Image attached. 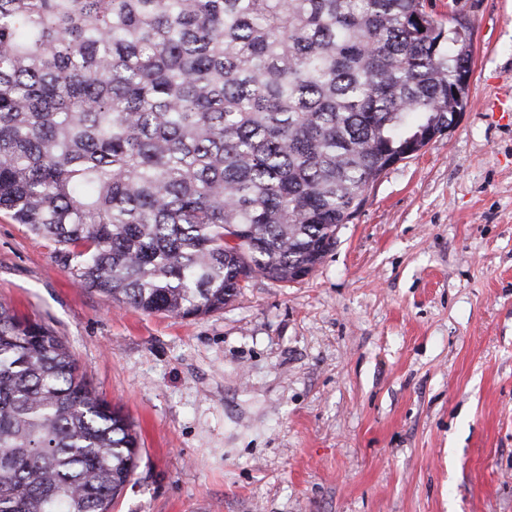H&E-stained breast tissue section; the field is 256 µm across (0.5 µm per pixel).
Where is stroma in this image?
Listing matches in <instances>:
<instances>
[{"instance_id": "stroma-1", "label": "stroma", "mask_w": 512, "mask_h": 512, "mask_svg": "<svg viewBox=\"0 0 512 512\" xmlns=\"http://www.w3.org/2000/svg\"><path fill=\"white\" fill-rule=\"evenodd\" d=\"M427 8L472 28L466 105L303 280L146 314L0 213V302L138 436L113 512H512V0Z\"/></svg>"}]
</instances>
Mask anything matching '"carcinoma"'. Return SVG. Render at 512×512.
Returning <instances> with one entry per match:
<instances>
[{"instance_id":"carcinoma-1","label":"carcinoma","mask_w":512,"mask_h":512,"mask_svg":"<svg viewBox=\"0 0 512 512\" xmlns=\"http://www.w3.org/2000/svg\"><path fill=\"white\" fill-rule=\"evenodd\" d=\"M472 56L426 0H0V211L112 302L205 316L313 273L453 124ZM137 455L62 339L0 303V512H110Z\"/></svg>"}]
</instances>
